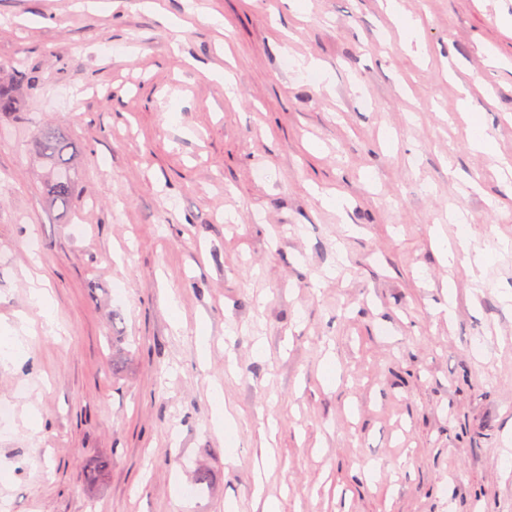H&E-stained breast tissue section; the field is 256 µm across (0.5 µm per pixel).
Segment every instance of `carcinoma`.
Wrapping results in <instances>:
<instances>
[{"label": "carcinoma", "mask_w": 512, "mask_h": 512, "mask_svg": "<svg viewBox=\"0 0 512 512\" xmlns=\"http://www.w3.org/2000/svg\"><path fill=\"white\" fill-rule=\"evenodd\" d=\"M18 100L13 87L0 83V112H17ZM71 142L53 129L42 130L34 140L36 155L48 166L45 175L51 203L66 207L76 191L73 158L68 156Z\"/></svg>", "instance_id": "1"}]
</instances>
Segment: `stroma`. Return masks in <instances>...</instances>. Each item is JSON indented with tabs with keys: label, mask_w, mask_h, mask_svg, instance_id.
Listing matches in <instances>:
<instances>
[{
	"label": "stroma",
	"mask_w": 512,
	"mask_h": 512,
	"mask_svg": "<svg viewBox=\"0 0 512 512\" xmlns=\"http://www.w3.org/2000/svg\"><path fill=\"white\" fill-rule=\"evenodd\" d=\"M142 2L0 0V512H512V0ZM34 151L49 167L45 175L49 200L67 208L76 191L71 142L47 128L35 137Z\"/></svg>",
	"instance_id": "obj_1"
}]
</instances>
